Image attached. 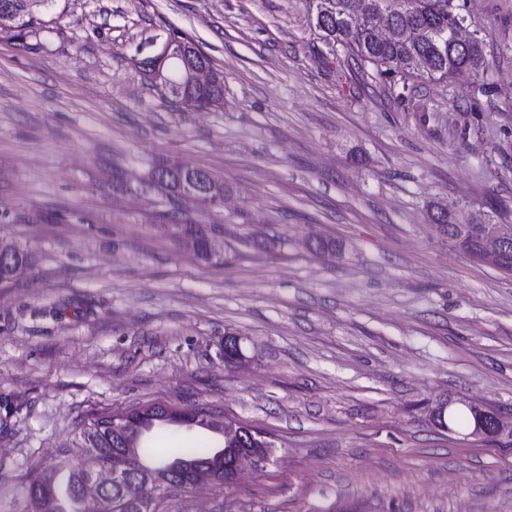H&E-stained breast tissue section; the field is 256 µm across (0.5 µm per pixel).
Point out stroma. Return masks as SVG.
<instances>
[{"mask_svg": "<svg viewBox=\"0 0 512 512\" xmlns=\"http://www.w3.org/2000/svg\"><path fill=\"white\" fill-rule=\"evenodd\" d=\"M309 0H45L0 32V512L30 461L92 411L210 408L272 461L177 490L155 512H512V437L436 428V400L512 422V272L449 243L427 209L512 224V0H469L488 86L380 81L309 25ZM184 35L224 74L220 105L144 74ZM173 160L224 183L200 260L142 191ZM123 188H116V180ZM335 239L333 257L310 251ZM251 362L224 363V335ZM29 256L20 249L0 252V285L6 286L16 280L28 267Z\"/></svg>", "mask_w": 512, "mask_h": 512, "instance_id": "35a3bbf8", "label": "stroma"}]
</instances>
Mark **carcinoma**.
<instances>
[{"label":"carcinoma","mask_w":512,"mask_h":512,"mask_svg":"<svg viewBox=\"0 0 512 512\" xmlns=\"http://www.w3.org/2000/svg\"><path fill=\"white\" fill-rule=\"evenodd\" d=\"M312 3L310 23L318 35L331 46L339 45L357 60L373 65L380 78L399 75L450 80L466 77L470 87L479 91L485 88L486 45L479 36L480 28L467 10V0H309ZM391 19V33L379 37L375 20L379 13ZM35 19L30 12V0H0V30L12 32L13 38L23 41L31 34ZM166 85L163 89L174 93L181 83L182 66L177 60L163 63ZM218 84L212 90L196 91L181 101L188 106L206 107L218 103L224 92V78L217 76ZM220 192L223 182L207 170L185 168L173 161L155 163L142 183V189L154 192L160 199L173 206L189 197L191 186ZM437 213V223L444 225L448 240L472 256L476 241L443 209L432 204L428 213ZM212 227L190 224L183 229L186 241L194 250L210 258L221 260L210 236ZM29 256L20 249L0 252V285L16 280L28 267ZM198 427L215 436L222 435L218 416L203 409H196ZM112 419V412L100 411L81 418L76 425L79 443L84 448H94L98 456L91 462L112 461V449L122 444L112 438V429L100 428ZM482 420L485 428L493 427L489 414L478 418L474 411H451L449 423L471 426ZM143 460L166 461L174 459L186 467L208 462L215 449H225L233 457L236 444L210 441L201 447L184 445L169 453L156 455L145 437L130 442ZM54 465L49 467L43 459L32 462L26 481L38 479L46 488L47 496L41 503L27 502L28 512H62L61 502L66 499L75 504L72 512H142L130 505L115 487H103L89 497L80 491L88 470L68 466L66 451L57 449L52 456Z\"/></svg>","instance_id":"carcinoma-1"}]
</instances>
